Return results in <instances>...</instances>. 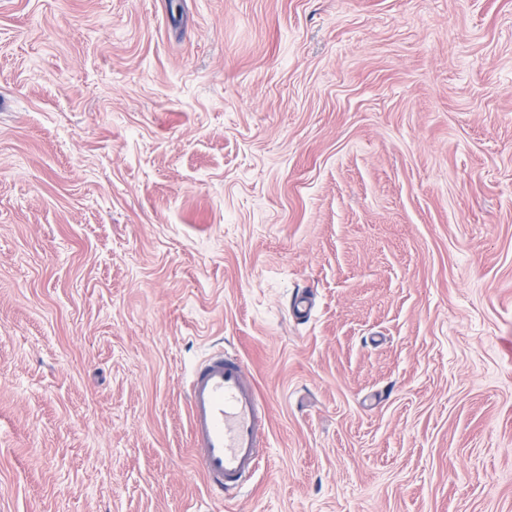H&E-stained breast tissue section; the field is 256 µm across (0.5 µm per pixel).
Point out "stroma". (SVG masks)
I'll return each mask as SVG.
<instances>
[{"mask_svg":"<svg viewBox=\"0 0 512 512\" xmlns=\"http://www.w3.org/2000/svg\"><path fill=\"white\" fill-rule=\"evenodd\" d=\"M0 512H512V0H0ZM192 452L209 491L232 499L266 462L263 403L237 355L210 356L187 391Z\"/></svg>","mask_w":512,"mask_h":512,"instance_id":"obj_1","label":"stroma"}]
</instances>
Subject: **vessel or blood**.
Here are the masks:
<instances>
[{
	"label": "vessel or blood",
	"instance_id": "obj_1",
	"mask_svg": "<svg viewBox=\"0 0 512 512\" xmlns=\"http://www.w3.org/2000/svg\"><path fill=\"white\" fill-rule=\"evenodd\" d=\"M192 452L207 488L231 497L260 470L263 403L240 358L219 353L194 372L187 391Z\"/></svg>",
	"mask_w": 512,
	"mask_h": 512
}]
</instances>
